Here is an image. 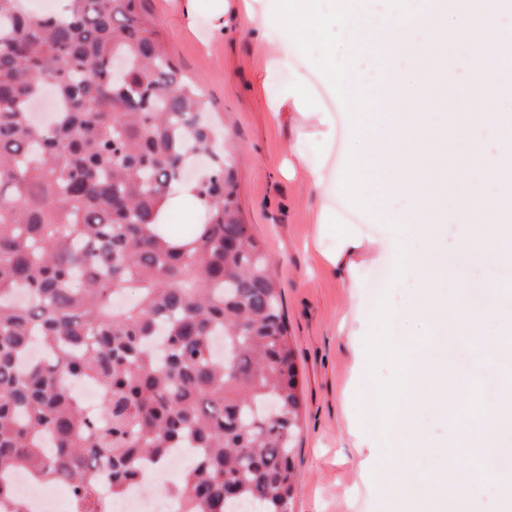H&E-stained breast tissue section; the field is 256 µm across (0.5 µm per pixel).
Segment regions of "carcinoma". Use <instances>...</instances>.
Listing matches in <instances>:
<instances>
[{
    "label": "carcinoma",
    "mask_w": 512,
    "mask_h": 512,
    "mask_svg": "<svg viewBox=\"0 0 512 512\" xmlns=\"http://www.w3.org/2000/svg\"><path fill=\"white\" fill-rule=\"evenodd\" d=\"M139 3L0 0V501L26 512L7 481L23 470L104 512L100 468L115 497L139 459L190 442L203 456L176 487L182 512H293L301 398L281 291L206 95ZM116 53L135 63L121 81ZM48 86L65 111L42 126L28 108ZM35 340L52 367H19ZM74 378L100 386L97 410Z\"/></svg>",
    "instance_id": "1"
}]
</instances>
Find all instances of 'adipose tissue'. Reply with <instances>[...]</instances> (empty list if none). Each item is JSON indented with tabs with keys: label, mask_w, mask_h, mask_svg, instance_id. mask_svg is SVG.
<instances>
[{
	"label": "adipose tissue",
	"mask_w": 512,
	"mask_h": 512,
	"mask_svg": "<svg viewBox=\"0 0 512 512\" xmlns=\"http://www.w3.org/2000/svg\"><path fill=\"white\" fill-rule=\"evenodd\" d=\"M316 0H242L241 10L268 17L279 13L288 27L289 40L277 47L273 62L291 66L304 48V38L318 31L324 79L337 90L351 115L347 127L349 150L337 183L340 192L352 195L368 208L389 200L402 201V208L387 215L378 236L364 227L335 223L328 203H319L313 215V244L323 261L337 270L348 288L358 289L359 272L378 253H389L395 270L394 287L412 288L435 282L438 242L446 225L456 216L445 205L441 192L448 179L464 175L469 209L475 218L459 245L461 255L486 265L512 263V123L497 112H480L477 123L498 129L501 145L491 152L476 146L478 164L459 155L454 147L456 119L440 127L432 121V109L447 110V102L434 101L425 83L426 73L448 57V44L464 37L469 52L463 60L471 87L484 99L493 100L501 77L512 69V28H503L498 11L473 7L471 0H448L445 7H431L413 17L386 10L373 11V0H338L335 9L322 11ZM372 34L387 57L407 61L387 97L389 110L383 119H368V95L347 79L345 59L337 58V46L359 49L364 34ZM288 120L302 131L292 152L295 167L304 182L321 189L330 177L327 162L309 163L306 145L329 153L336 140V121L331 113L309 106L291 112ZM455 322L461 335L484 355L512 361V350L504 349L494 337L499 323L512 325V309L502 308L497 292H490L478 311L466 308V292L456 288L441 299H422L402 316L400 329L428 331L440 318Z\"/></svg>",
	"instance_id": "adipose-tissue-1"
}]
</instances>
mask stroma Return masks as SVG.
<instances>
[{
	"label": "stroma",
	"instance_id": "1",
	"mask_svg": "<svg viewBox=\"0 0 512 512\" xmlns=\"http://www.w3.org/2000/svg\"><path fill=\"white\" fill-rule=\"evenodd\" d=\"M140 5L181 73L195 80L211 111L223 118L225 157L236 171L243 218L273 261L302 392L294 512H407L413 487L432 463L420 455L397 457L404 481L396 495L381 477L364 482L373 451L355 447L346 435L353 420L362 430L371 428L361 400L363 379L356 372L357 362L366 357L364 339L338 332L343 320L370 317L382 296L401 310L405 291L390 289L388 262L369 264L360 272L361 306L352 309L345 280L322 264L312 243L317 194L283 173L296 131L272 114L298 70L307 74L300 97L330 109L328 84L315 56L319 34L307 36V50L294 68L274 69L269 44L287 41V29L274 30L270 42L258 41V17L243 13L217 37L210 30L209 0H198L191 22L180 12L178 0H141ZM262 75L267 78L263 84L258 81ZM476 280L506 290L505 300L512 304V267L465 266L449 271L446 285L466 288Z\"/></svg>",
	"mask_w": 512,
	"mask_h": 512
}]
</instances>
